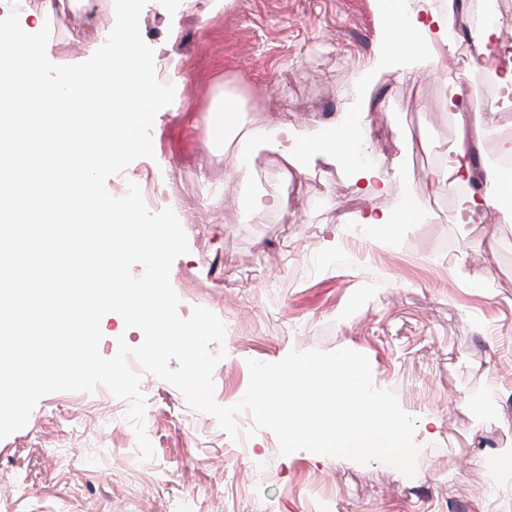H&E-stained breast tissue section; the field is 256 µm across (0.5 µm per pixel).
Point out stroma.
<instances>
[{"instance_id": "obj_1", "label": "stroma", "mask_w": 512, "mask_h": 512, "mask_svg": "<svg viewBox=\"0 0 512 512\" xmlns=\"http://www.w3.org/2000/svg\"><path fill=\"white\" fill-rule=\"evenodd\" d=\"M37 14L56 64L87 60L115 25L111 0H27L21 24ZM381 27L380 0H227L214 12L208 0H149L141 35L167 46L155 72L174 99L154 117L152 158L106 189L122 197L129 182L154 180L184 226L189 251L170 280L180 317L203 307L226 327L218 404L243 397L248 360L352 349L405 412L438 420L418 455L422 478L380 462L284 455L268 431L233 440L146 374L151 460L139 458L128 401L103 386L48 394L0 440V512H512V477L492 479L484 465L512 448V218L456 223L447 188L419 177L460 141L487 159L495 132L475 137L471 112L442 110L436 80L374 70ZM228 95L249 123L329 132L368 122L372 144L358 164L384 165L390 191L356 190L322 162L298 173L269 146L248 149L245 186L229 184L224 154L243 142L232 132L211 140L207 124ZM409 185L423 214L379 244L360 214L396 211ZM271 189L276 207L241 210V192Z\"/></svg>"}]
</instances>
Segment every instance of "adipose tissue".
Here are the masks:
<instances>
[{"label": "adipose tissue", "instance_id": "obj_1", "mask_svg": "<svg viewBox=\"0 0 512 512\" xmlns=\"http://www.w3.org/2000/svg\"><path fill=\"white\" fill-rule=\"evenodd\" d=\"M382 18L387 34L379 49L381 64L390 67L398 80L436 77L447 87L449 95L460 94L465 74L449 71L443 64L450 49L448 29L456 19L455 0H448L441 12L429 6L414 5L413 0H384ZM208 127L215 138L228 131H237L247 143L275 144L294 167L320 160L342 169L353 181L365 182L369 191L380 193L388 188V179L380 167L359 168L354 164L353 147L358 141L369 140V125H342L331 133L291 130L273 122L249 127L243 120L238 99L228 96L223 108L210 115ZM443 160L436 177L446 182L449 192L455 195L458 214L474 220L512 198V183L507 181L488 184L480 191L471 187L473 170L463 145L448 147ZM417 213L416 197L410 193L404 198L400 210L371 212L363 216L361 222L377 239L387 241L392 238L397 224L414 222Z\"/></svg>", "mask_w": 512, "mask_h": 512}]
</instances>
